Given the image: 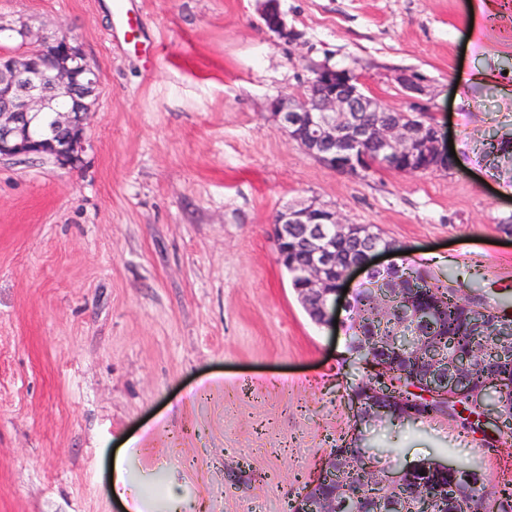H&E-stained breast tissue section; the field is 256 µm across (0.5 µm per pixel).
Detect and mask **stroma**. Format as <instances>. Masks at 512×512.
Returning <instances> with one entry per match:
<instances>
[{
    "instance_id": "stroma-1",
    "label": "stroma",
    "mask_w": 512,
    "mask_h": 512,
    "mask_svg": "<svg viewBox=\"0 0 512 512\" xmlns=\"http://www.w3.org/2000/svg\"><path fill=\"white\" fill-rule=\"evenodd\" d=\"M125 7L135 40L117 24ZM0 0V22L76 39L102 82L80 162L0 159V512H142L168 488L205 512H287L354 427L360 372L313 323L279 263L274 220L313 200L372 224L442 278L512 301V0ZM351 70L387 107L425 80L453 170L352 179L269 118L314 64ZM377 468L421 460L512 479V432L488 448L442 418L365 431ZM261 2L260 16L264 27L278 37L288 39L290 33L280 10L278 0H263ZM125 453L118 452L113 461L112 490L115 497L128 506V501L133 503L140 500L131 486L130 481L125 477L124 460Z\"/></svg>"
}]
</instances>
